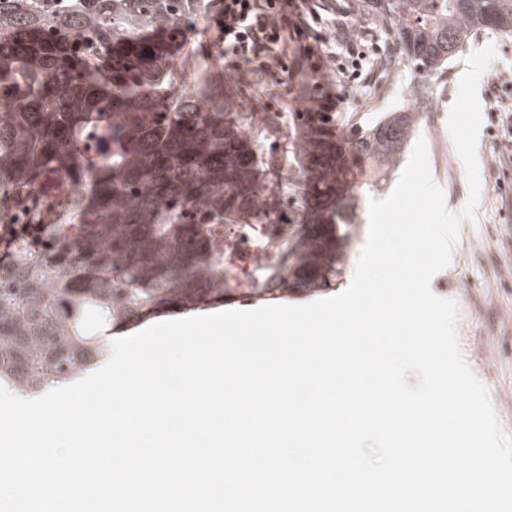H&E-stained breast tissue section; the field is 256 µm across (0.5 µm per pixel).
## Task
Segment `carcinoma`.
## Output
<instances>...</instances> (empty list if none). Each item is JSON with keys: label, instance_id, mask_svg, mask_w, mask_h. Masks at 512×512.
Instances as JSON below:
<instances>
[{"label": "carcinoma", "instance_id": "1", "mask_svg": "<svg viewBox=\"0 0 512 512\" xmlns=\"http://www.w3.org/2000/svg\"><path fill=\"white\" fill-rule=\"evenodd\" d=\"M426 72L445 67L479 31L512 36V0H359ZM201 0H0V192L29 222L0 265V384L37 398L107 361L97 327L224 298V251L212 227L247 212L272 223L257 187L245 116L225 111L224 82L175 95L176 50ZM250 138L279 129L270 112ZM305 153L288 180L306 178L312 239L291 229L255 287L315 291L336 277L350 237L336 218L358 207L350 156L370 162L380 191L411 130L390 113L343 141L300 120Z\"/></svg>", "mask_w": 512, "mask_h": 512}]
</instances>
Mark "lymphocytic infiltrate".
I'll use <instances>...</instances> for the list:
<instances>
[{"label": "lymphocytic infiltrate", "instance_id": "f902f5d3", "mask_svg": "<svg viewBox=\"0 0 512 512\" xmlns=\"http://www.w3.org/2000/svg\"><path fill=\"white\" fill-rule=\"evenodd\" d=\"M215 43L227 71L264 93L277 74L300 76L305 88L294 110L335 119L363 72L387 66L380 47L347 0H220Z\"/></svg>", "mask_w": 512, "mask_h": 512}]
</instances>
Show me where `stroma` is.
<instances>
[{
	"label": "stroma",
	"instance_id": "35a3bbf8",
	"mask_svg": "<svg viewBox=\"0 0 512 512\" xmlns=\"http://www.w3.org/2000/svg\"><path fill=\"white\" fill-rule=\"evenodd\" d=\"M368 38L382 48L390 65L376 78H362L354 95V108L336 115V131L343 134L350 125H370L387 112L415 111L414 134L427 142L432 177L444 192L447 208L461 217L452 262L434 277L431 288L437 295L457 301L456 329L463 356L489 388L500 422L512 434V198L501 197L496 191L502 172L489 148V131L481 129V194L472 217H463L468 198L465 169L447 128L448 114L466 69L467 53L489 44L496 48L497 58L478 87L481 108L490 112L494 98L503 93L501 85L493 83V75L512 71V37L491 30L478 33L447 68L432 73L398 59L378 24H371ZM176 67L181 79L174 85V92H183L219 76L224 80L225 90L231 93L226 103L228 111H250L251 92L236 79L225 76L224 60L211 41L207 19H200L189 31L187 46L176 55ZM371 196V191L361 190L351 244L345 248L340 263L342 273L323 288V296L341 292L353 278L359 251L366 240Z\"/></svg>",
	"mask_w": 512,
	"mask_h": 512
}]
</instances>
